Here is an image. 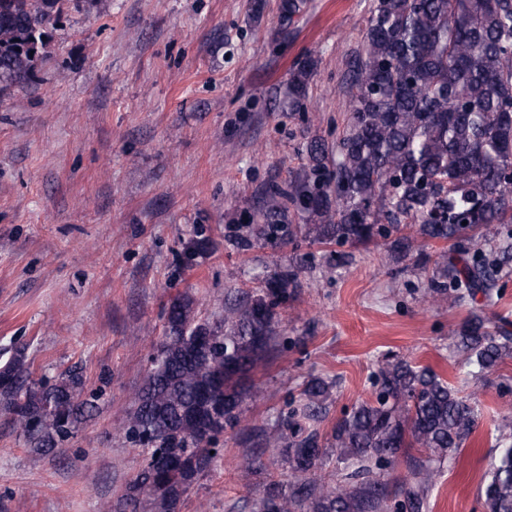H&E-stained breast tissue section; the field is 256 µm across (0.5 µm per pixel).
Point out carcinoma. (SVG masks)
Returning a JSON list of instances; mask_svg holds the SVG:
<instances>
[{
    "label": "carcinoma",
    "instance_id": "carcinoma-1",
    "mask_svg": "<svg viewBox=\"0 0 512 512\" xmlns=\"http://www.w3.org/2000/svg\"><path fill=\"white\" fill-rule=\"evenodd\" d=\"M66 0H0V90L26 82L47 56L50 29ZM307 0H281L291 24ZM308 71L288 81V110L308 92ZM349 118L332 160L324 144L306 146L301 175L276 190L284 202L261 213L259 236L291 242L289 207L314 222L322 244L359 245L377 238L388 250L408 253L416 227L440 253L441 281L428 288L432 303L459 302L495 287L512 261L509 233L490 250L470 252L466 235L512 224V0H376L360 49L346 62ZM298 272L277 275L242 291L224 306V320L198 316L185 294L165 308V336L119 430L142 449L143 464L129 480L121 507L182 512L210 469L220 436L235 431L257 390L252 379L277 342V309ZM468 363L491 369L512 352V334L470 313L451 331ZM379 388L323 436L332 385L310 378L277 423L258 434V458L288 470L271 480L257 512H420L437 463L461 448L477 428V409L440 374L396 357L377 373ZM83 375L69 368L37 378L26 347L16 346L0 365V407L36 452L65 445L96 408ZM406 448L426 459L409 468L411 479L393 493L381 471ZM335 462L336 480L326 478ZM489 512H512V444L503 448L482 489Z\"/></svg>",
    "mask_w": 512,
    "mask_h": 512
}]
</instances>
